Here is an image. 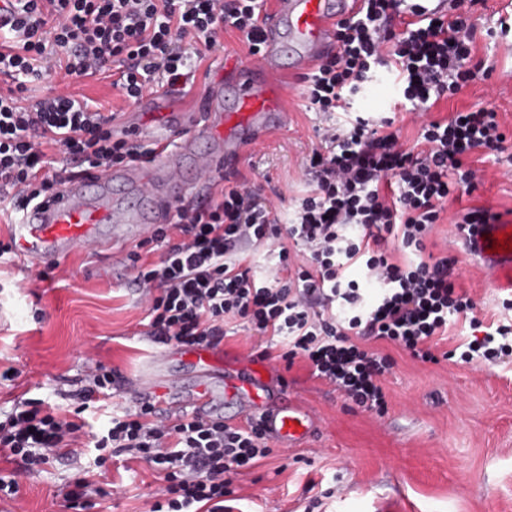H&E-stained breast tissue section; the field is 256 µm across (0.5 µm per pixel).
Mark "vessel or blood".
Here are the masks:
<instances>
[{"label": "vessel or blood", "instance_id": "vessel-or-blood-1", "mask_svg": "<svg viewBox=\"0 0 512 512\" xmlns=\"http://www.w3.org/2000/svg\"><path fill=\"white\" fill-rule=\"evenodd\" d=\"M360 5L361 0H277L259 58L241 66L236 79L216 83L189 109L147 93L152 113L126 112L115 122L127 140L152 143L155 156L72 177L58 196L21 208L6 227L20 262L43 269L83 247L116 251L167 221L176 206L197 198L201 184L222 173L225 162L259 144L268 130L287 125L271 74H308L333 51L337 22ZM460 243L491 288L512 292V220L477 225ZM190 355L193 381L167 373L161 354L135 383L134 394L170 412L193 407L229 425L259 415L268 439L285 447L311 437L314 414L291 396L287 382H274L268 364L219 347H195Z\"/></svg>", "mask_w": 512, "mask_h": 512}]
</instances>
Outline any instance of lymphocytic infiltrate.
<instances>
[{"instance_id":"lymphocytic-infiltrate-1","label":"lymphocytic infiltrate","mask_w":512,"mask_h":512,"mask_svg":"<svg viewBox=\"0 0 512 512\" xmlns=\"http://www.w3.org/2000/svg\"><path fill=\"white\" fill-rule=\"evenodd\" d=\"M485 0H448V8L406 20L402 0H363L341 20L334 54L301 80L310 110L326 116L323 145L306 167L307 191L289 224L248 181H211L202 201L176 208L150 235L159 261L130 256L129 279L145 299L149 336L182 346H218L226 323L242 320L258 336L287 346V365L304 362L316 378L368 411L387 407L381 385L393 361L364 348L366 340L399 346L418 361L437 362L438 341L451 322L471 329L459 343L460 363L512 359V294L490 323L474 317L477 303L459 284L456 260L427 250L436 224L454 235L499 216L486 209L449 212L456 193L473 192L474 151L504 153L506 134L492 107L421 123L405 148L390 117L351 111L349 93L372 69L391 74L412 111L488 79L475 59L468 16ZM266 0H15L11 44L0 43V205L13 208L46 198L68 178L55 170L52 151L76 167L106 170L140 159L112 131V118L68 91L25 105L28 79L59 70L83 78L117 66L114 86L123 102L139 101L163 84L186 87L206 51L225 31L238 33L250 55L264 42L260 17ZM268 267L259 269L257 254ZM358 268L379 293L365 301ZM117 370L88 360L72 389L60 391L68 414L42 401L21 402L0 420V453L27 471L65 456H79L81 415L112 396ZM93 446L128 454L164 474L150 512H225L224 499L241 470L269 453L260 421L244 427L184 411L159 415L132 400L109 416Z\"/></svg>"}]
</instances>
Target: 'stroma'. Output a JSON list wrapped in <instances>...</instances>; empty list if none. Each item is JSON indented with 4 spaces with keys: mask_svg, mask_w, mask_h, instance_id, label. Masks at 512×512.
Returning <instances> with one entry per match:
<instances>
[{
    "mask_svg": "<svg viewBox=\"0 0 512 512\" xmlns=\"http://www.w3.org/2000/svg\"><path fill=\"white\" fill-rule=\"evenodd\" d=\"M476 56L492 66L489 79L470 86L430 111L439 118L481 106L496 107L512 138V29L501 30L495 0L471 17ZM248 48L226 33L208 52L180 98L196 102ZM104 73L76 80L73 91L104 112L123 108ZM284 103L292 116L288 128L266 135L261 146L227 164V176L245 177L270 201L292 199L305 189V163L320 148L322 116L306 108L297 79L282 80ZM363 116L395 118L406 140H413L419 117L401 102L391 80L365 83L352 98ZM482 179L473 193H461L454 207H484L512 219V177L503 165L479 163ZM452 227L437 225L431 236L456 256L460 282L477 302L484 321L498 313L499 294L481 268L451 242ZM127 255L76 252L39 281L13 255L0 257V415L19 402L41 399L57 404L56 390L68 389L85 370L87 359L101 361L121 375L111 404L124 406L126 392L150 362L167 355L170 370L187 362L185 347L148 336L147 310L128 281ZM223 347L249 357L265 346L270 365L284 373L295 398L318 419V434L307 443L270 453L233 483V512H377L378 502L401 512H512V363H421L391 344L380 343L394 360L382 380L384 414L345 401L326 381L302 364L286 368L280 343L229 324ZM86 457L65 458L41 472H19V498L0 502V512H70L66 487L87 467ZM107 495L93 512H149L160 483L148 463L112 456L94 470Z\"/></svg>",
    "mask_w": 512,
    "mask_h": 512,
    "instance_id": "35a3bbf8",
    "label": "stroma"
}]
</instances>
